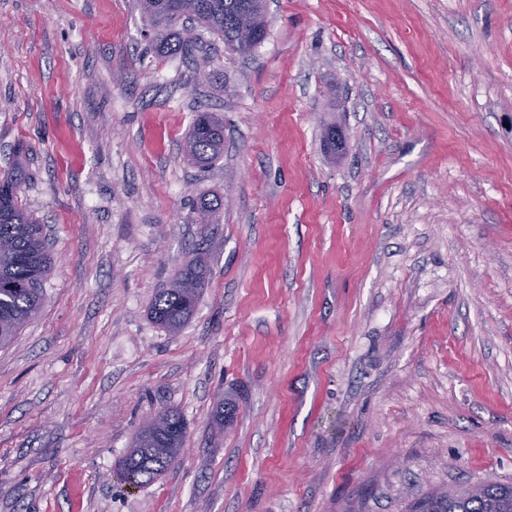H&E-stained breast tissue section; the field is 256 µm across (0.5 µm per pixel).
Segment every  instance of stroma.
Instances as JSON below:
<instances>
[{
  "label": "stroma",
  "mask_w": 512,
  "mask_h": 512,
  "mask_svg": "<svg viewBox=\"0 0 512 512\" xmlns=\"http://www.w3.org/2000/svg\"><path fill=\"white\" fill-rule=\"evenodd\" d=\"M151 41L133 0H0V171L24 148L54 256L0 347V512H406L512 483V0H268L252 55L196 65ZM195 259L168 334L149 306ZM164 407L186 454L124 484ZM189 161L212 167L224 155V122L215 113L198 112L183 143ZM207 275V265L199 259L181 269L155 296L149 308L152 321L169 333H177L194 314Z\"/></svg>",
  "instance_id": "stroma-1"
}]
</instances>
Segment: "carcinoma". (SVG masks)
Masks as SVG:
<instances>
[{
  "label": "carcinoma",
  "mask_w": 512,
  "mask_h": 512,
  "mask_svg": "<svg viewBox=\"0 0 512 512\" xmlns=\"http://www.w3.org/2000/svg\"><path fill=\"white\" fill-rule=\"evenodd\" d=\"M136 6L153 30V43L161 56L192 59L202 40L190 32L202 28L240 54H248L266 36V23L253 42L239 39V17L265 16L266 0H136ZM187 25L178 33L172 26ZM189 161L209 168L224 155V122L212 112H199L183 143ZM28 178L25 156L14 155L11 166L0 173V346L14 343L21 330L40 312L44 284L52 268L45 226L22 203L21 187ZM224 203L202 197L196 205L198 221L212 223ZM202 260L187 264L160 290L149 308L152 321L177 333L192 317L207 284ZM186 424L179 411L163 408L150 416L119 461L120 477L139 487L153 482L173 463L184 443ZM410 512H512V484L493 481L445 494H428L409 507Z\"/></svg>",
  "instance_id": "1"
}]
</instances>
